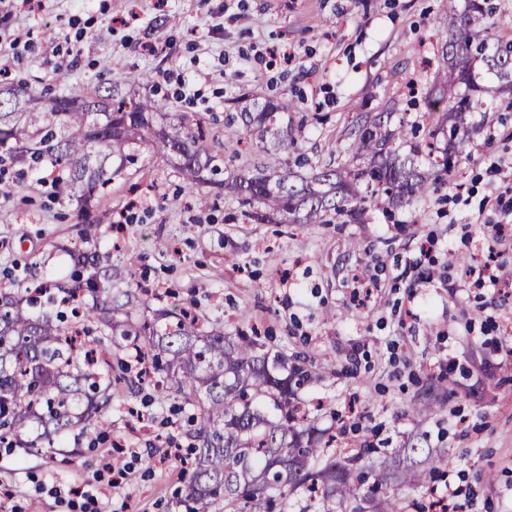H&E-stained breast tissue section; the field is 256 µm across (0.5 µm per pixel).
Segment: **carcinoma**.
I'll return each mask as SVG.
<instances>
[{"instance_id": "cac0c4a2", "label": "carcinoma", "mask_w": 512, "mask_h": 512, "mask_svg": "<svg viewBox=\"0 0 512 512\" xmlns=\"http://www.w3.org/2000/svg\"><path fill=\"white\" fill-rule=\"evenodd\" d=\"M445 0L448 10V66L437 71L435 89L425 97L429 118L445 112L450 123L448 138L431 127L424 139H416L417 122L400 120L391 130L380 115L360 112L350 133L347 151L362 161L353 169L329 163L311 180L285 169L279 174L255 168L239 178L235 189L248 204L257 205L254 220L271 222L279 216L292 224H361L372 208L412 206L432 186L422 170L426 162L445 175L468 156L474 132L467 114L474 111L473 96L485 92L472 69L480 61L500 88L512 91V36L494 43L477 25L497 12L494 0ZM0 98V166L39 162L44 159L65 173L61 184L80 188L88 201L100 183L109 179L105 162L128 159L131 135L150 128L152 100L127 105L112 89L95 100L79 101L62 95L53 99L50 111L66 118L55 132L42 123L40 113L27 109L18 89H6ZM293 102L279 99L249 116L246 127L261 134L274 111H286ZM97 112L102 119L88 123L84 117ZM202 137L190 134L162 137V148L179 155L180 172L191 186L202 178ZM98 165H89L91 156ZM77 263L90 265L87 277L51 286L30 288L27 295L0 289V430L31 450L45 441L53 444L64 430L77 428L88 437L106 426L100 408L112 398V383L126 377L112 375L109 336H150L151 344L167 356L164 381L157 399L172 395L193 407L194 461L184 485L171 501L172 512H290V496L300 489L310 493L298 512H309L314 503L321 512H404L397 496L386 494L390 486L416 490L427 476L448 475L447 460L432 448H418L410 440L389 457H371L372 448H343L330 453L322 446L329 429L319 427L304 414L299 391L310 374L295 356L265 349L259 337L227 336L224 325L200 333L195 319L183 315L175 327L158 330L120 319L123 306L112 300V290L84 253ZM52 301L70 311V326L60 317L32 316L27 307L49 291ZM93 296L91 306L80 301ZM29 427L35 438L24 440L20 429Z\"/></svg>"}]
</instances>
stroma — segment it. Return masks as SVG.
I'll list each match as a JSON object with an SVG mask.
<instances>
[{
  "label": "stroma",
  "instance_id": "obj_1",
  "mask_svg": "<svg viewBox=\"0 0 512 512\" xmlns=\"http://www.w3.org/2000/svg\"><path fill=\"white\" fill-rule=\"evenodd\" d=\"M447 36L442 0H0V68L36 111L101 85L129 102L157 92L186 129H208L207 151L231 173L257 163L278 172L301 154L309 176L342 154L356 113L414 118L406 82ZM135 71L154 85L133 83ZM481 83L468 158L413 206L371 211L362 224H259L238 196L189 188L155 114L130 145L136 162L95 196L91 237L78 199H54L45 168L0 183V283L70 280L80 250L111 270L113 296L132 295L137 322L188 308L231 334L259 327L268 347L306 357L312 380L300 397L320 427L347 421L341 440L354 448L426 435L448 460L462 512H512V296L458 263L488 225L512 218V169L490 168L512 158V93L488 74ZM280 97L294 107L273 114L274 134L225 140L226 116L243 123ZM424 266L434 278L423 285ZM357 273L378 280L365 308ZM102 414L109 425L93 445L66 431L29 452L0 447V512H91L74 491L96 483L117 444L134 471L109 490V512H167L186 472L163 455L169 442L188 446L189 409L122 382Z\"/></svg>",
  "mask_w": 512,
  "mask_h": 512
}]
</instances>
